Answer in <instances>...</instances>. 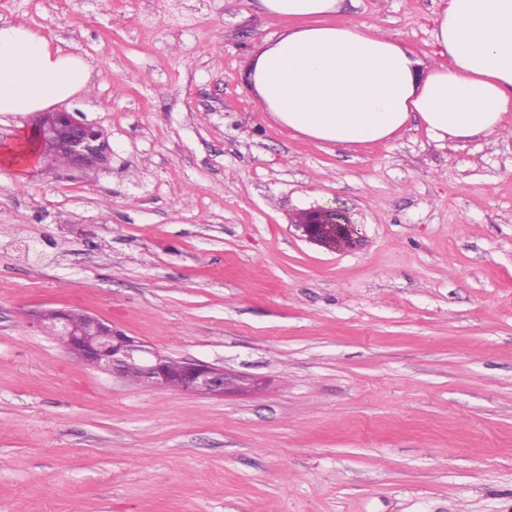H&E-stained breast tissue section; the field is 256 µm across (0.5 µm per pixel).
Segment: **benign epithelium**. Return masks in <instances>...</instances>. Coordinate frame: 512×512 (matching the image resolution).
<instances>
[{
  "instance_id": "1",
  "label": "benign epithelium",
  "mask_w": 512,
  "mask_h": 512,
  "mask_svg": "<svg viewBox=\"0 0 512 512\" xmlns=\"http://www.w3.org/2000/svg\"><path fill=\"white\" fill-rule=\"evenodd\" d=\"M29 135L34 142L32 156L45 167L58 165L63 156L67 169L84 173L105 170L112 159L105 133L63 109L34 113ZM294 227L307 241L331 251L347 250L358 242L351 213L334 205H319L301 213ZM75 314L72 309H45L36 321L41 327H50L66 351L85 365L122 377L133 370L141 384L195 395L222 396L229 386L223 368L199 360L181 361V372L175 378L168 369L167 356L108 320L84 311V321L78 324Z\"/></svg>"
}]
</instances>
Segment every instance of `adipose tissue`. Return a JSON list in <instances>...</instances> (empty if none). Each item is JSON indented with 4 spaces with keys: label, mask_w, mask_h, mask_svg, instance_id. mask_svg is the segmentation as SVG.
I'll list each match as a JSON object with an SVG mask.
<instances>
[{
    "label": "adipose tissue",
    "mask_w": 512,
    "mask_h": 512,
    "mask_svg": "<svg viewBox=\"0 0 512 512\" xmlns=\"http://www.w3.org/2000/svg\"><path fill=\"white\" fill-rule=\"evenodd\" d=\"M291 25L252 62L262 111L318 144L388 141L420 119L436 141L505 129L512 111V0H443L439 60L396 36L341 19L342 0H258ZM93 69L23 25L0 26V114L34 113L85 93Z\"/></svg>",
    "instance_id": "obj_1"
}]
</instances>
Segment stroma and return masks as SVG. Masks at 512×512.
Listing matches in <instances>:
<instances>
[{"label":"stroma","instance_id":"stroma-1","mask_svg":"<svg viewBox=\"0 0 512 512\" xmlns=\"http://www.w3.org/2000/svg\"><path fill=\"white\" fill-rule=\"evenodd\" d=\"M441 0H344L430 62ZM84 57L108 169L0 164V512H512V137L345 149L261 112L258 0H0ZM334 202L331 252L295 234ZM32 253H25V246ZM107 319L221 396L88 367ZM293 225L301 237L331 251L350 249L359 241L358 224L351 213L334 205H319L302 212ZM76 313L73 309H45L36 321L41 327L49 326L66 351L85 365L122 377L134 370L141 384L195 395L221 396L229 386L224 368L199 360L181 361V372L174 378L167 356L88 312H80L84 321L78 324L74 322ZM48 314L50 320L45 319Z\"/></svg>","mask_w":512,"mask_h":512}]
</instances>
